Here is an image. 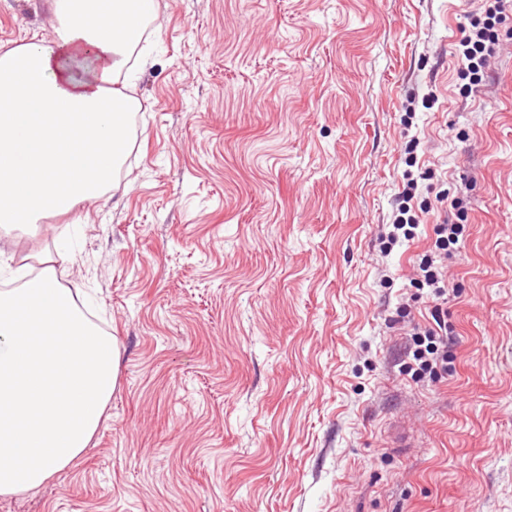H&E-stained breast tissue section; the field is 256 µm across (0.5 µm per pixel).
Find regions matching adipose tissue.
Returning <instances> with one entry per match:
<instances>
[{
  "label": "adipose tissue",
  "instance_id": "obj_1",
  "mask_svg": "<svg viewBox=\"0 0 512 512\" xmlns=\"http://www.w3.org/2000/svg\"><path fill=\"white\" fill-rule=\"evenodd\" d=\"M156 0H53L55 36L0 52V224L25 230L115 184L128 144L130 59ZM46 257L0 291V496L50 481L82 455L116 385L112 336Z\"/></svg>",
  "mask_w": 512,
  "mask_h": 512
}]
</instances>
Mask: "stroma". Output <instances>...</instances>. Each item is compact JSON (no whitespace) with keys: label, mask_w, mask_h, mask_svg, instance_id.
I'll return each instance as SVG.
<instances>
[{"label":"stroma","mask_w":512,"mask_h":512,"mask_svg":"<svg viewBox=\"0 0 512 512\" xmlns=\"http://www.w3.org/2000/svg\"><path fill=\"white\" fill-rule=\"evenodd\" d=\"M483 4L157 0L117 188L0 229V290L64 254L119 352L89 446L0 512H512V6L474 85ZM34 36L50 0H0V50ZM423 171L432 210L385 250ZM436 305L448 370L417 380ZM434 224L433 231L436 236L435 252L427 254L420 262V270L423 278L418 282L419 288H429L434 299L439 300L444 294L443 267L437 263L438 258H448V247L455 245L462 235L463 225L448 224V220Z\"/></svg>","instance_id":"35a3bbf8"}]
</instances>
